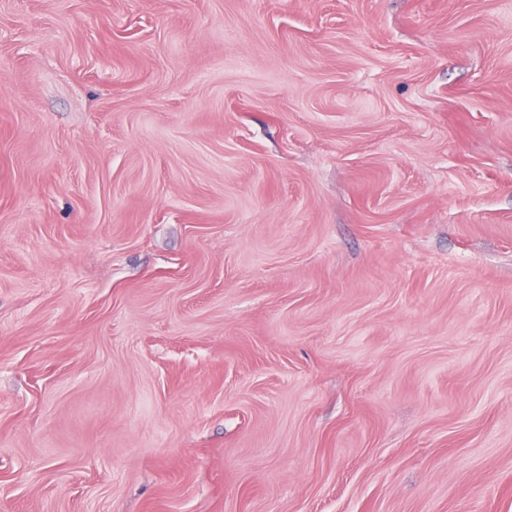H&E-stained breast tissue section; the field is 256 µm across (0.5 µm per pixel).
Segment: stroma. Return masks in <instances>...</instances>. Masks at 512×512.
<instances>
[{"mask_svg": "<svg viewBox=\"0 0 512 512\" xmlns=\"http://www.w3.org/2000/svg\"><path fill=\"white\" fill-rule=\"evenodd\" d=\"M0 512H512V0H0Z\"/></svg>", "mask_w": 512, "mask_h": 512, "instance_id": "1", "label": "stroma"}]
</instances>
